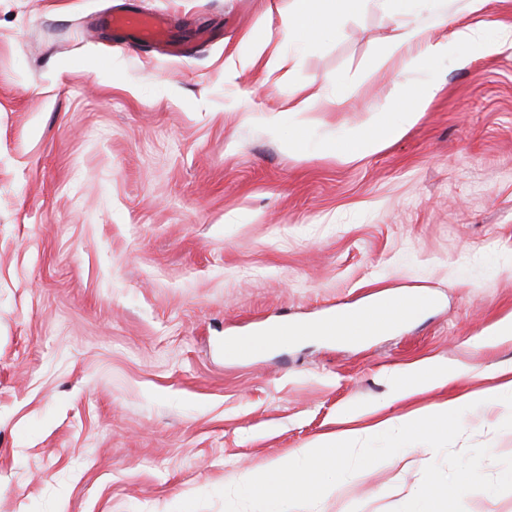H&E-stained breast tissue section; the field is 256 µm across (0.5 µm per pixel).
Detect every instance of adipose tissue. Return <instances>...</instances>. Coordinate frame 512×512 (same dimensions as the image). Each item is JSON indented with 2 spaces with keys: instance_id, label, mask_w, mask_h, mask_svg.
I'll use <instances>...</instances> for the list:
<instances>
[{
  "instance_id": "1",
  "label": "adipose tissue",
  "mask_w": 512,
  "mask_h": 512,
  "mask_svg": "<svg viewBox=\"0 0 512 512\" xmlns=\"http://www.w3.org/2000/svg\"><path fill=\"white\" fill-rule=\"evenodd\" d=\"M340 3L341 0H294L289 27L298 34L312 33L335 18ZM444 26L449 27L448 18L439 7L435 8L431 22L402 21L401 34L389 46V58L407 68L421 56L446 57L465 46L489 54L497 50L499 42L512 41L511 27H500L499 40L494 43L484 41L481 28L473 26L449 27V34L439 35V28ZM437 91L438 86L434 83L426 84L413 93L403 84L394 83L386 97L368 109L364 125L347 132V147L339 152V159L376 152L386 141L400 137L423 119ZM406 95L411 98L410 106L396 110V102ZM456 376V371L447 365L423 362L401 371L402 384L393 389L391 397L397 400L411 393L443 386ZM464 406L461 399L445 400L414 416L378 420L369 426L368 431L385 434L397 428L409 432L427 421L444 424L448 419L460 417ZM358 435V430L349 429L336 436L322 438L309 447L298 449L291 458L275 460L261 470L249 473L241 488L246 494L261 499L265 512H296L297 505L310 495L305 474L317 464H324L331 472L330 478L324 480L317 491L319 497L335 493V476L348 465L347 458L340 456L339 451L350 447Z\"/></svg>"
}]
</instances>
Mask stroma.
<instances>
[{"label": "stroma", "instance_id": "35a3bbf8", "mask_svg": "<svg viewBox=\"0 0 512 512\" xmlns=\"http://www.w3.org/2000/svg\"><path fill=\"white\" fill-rule=\"evenodd\" d=\"M291 4L0 0V512H263L226 478L512 367V341L475 343L512 315V43L402 71L401 0H343L299 48ZM117 8L219 36L165 57L102 24ZM443 8L512 26V0ZM265 44L290 64L225 70ZM397 80L438 81L425 117L337 158ZM412 291L427 305L358 341L307 332ZM284 320L304 334L225 356ZM422 360L459 377L388 402ZM360 445L407 457L337 476L310 512H414L420 488L437 512H512L508 403Z\"/></svg>", "mask_w": 512, "mask_h": 512}]
</instances>
